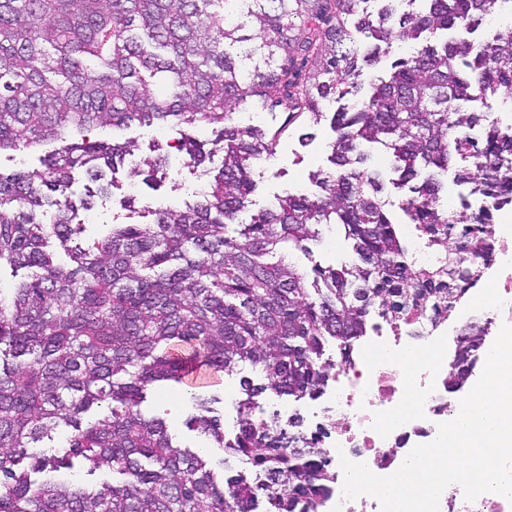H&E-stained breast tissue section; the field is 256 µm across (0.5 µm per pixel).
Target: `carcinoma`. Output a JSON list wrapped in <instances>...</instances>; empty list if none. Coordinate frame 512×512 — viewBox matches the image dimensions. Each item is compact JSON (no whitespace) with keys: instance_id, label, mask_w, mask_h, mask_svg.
<instances>
[{"instance_id":"cac0c4a2","label":"carcinoma","mask_w":512,"mask_h":512,"mask_svg":"<svg viewBox=\"0 0 512 512\" xmlns=\"http://www.w3.org/2000/svg\"><path fill=\"white\" fill-rule=\"evenodd\" d=\"M399 2L0 0V152L64 143L42 172H0V271L20 277L0 289V512H255L260 492L268 512H319L336 484L320 432L277 413L255 418L258 398L322 395L375 316L396 329L451 316L490 269L495 212L512 204V120L480 111L493 98L512 115V0H426L402 13ZM484 22L498 29L477 51L432 42ZM407 43L389 80L332 113V168L313 175L318 193L279 197L228 234L255 190L251 161L278 143L259 124L238 125L236 109L260 99L286 106L288 127L317 124L326 101L360 92L363 67ZM166 122L219 129L223 164L196 205L78 240L73 216L88 203L67 193L73 172L99 179L135 144L69 138ZM476 126L481 140L461 134ZM365 143L391 154L410 184L399 209L413 236L368 170ZM176 149L205 161L193 140ZM453 165L489 205L439 207L437 174ZM46 204L56 207L49 224L37 214ZM324 225L357 260L310 275L286 261ZM56 246L69 262L54 260ZM489 325L460 327L448 392L468 381ZM241 366L264 383L242 378L232 438L198 394L187 422L203 438L195 453L139 409L147 390L184 386L193 368ZM212 448L265 480L217 482ZM80 457L112 480L77 482Z\"/></svg>"}]
</instances>
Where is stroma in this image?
I'll return each mask as SVG.
<instances>
[{
  "mask_svg": "<svg viewBox=\"0 0 512 512\" xmlns=\"http://www.w3.org/2000/svg\"><path fill=\"white\" fill-rule=\"evenodd\" d=\"M286 118L287 113L281 107L263 110L261 118H258L268 132L278 134L279 144L273 158H262L253 163L257 183V190L252 197L253 209L270 205L277 196L284 193L310 190V174L329 165L327 145L334 137L329 120L300 129L285 127ZM185 134L201 141L211 137L210 130L205 128L166 126L146 132L134 125L121 129H100L94 131L93 136L119 143L135 141V155L143 158L152 156L155 144L169 143L174 146ZM202 180L201 169L184 162L180 154L172 149L169 162L156 182L145 183L135 166L124 165L114 175L107 193L95 196L91 209L80 211L77 220L84 224V235L88 238L101 236L107 225L123 223L129 219L150 224L154 221L156 210L194 204V192ZM352 258L353 253L348 243L331 228L323 229L322 239L313 244L311 253L297 251L292 255L293 262L307 271L317 263L336 265L351 261ZM251 374L248 368L239 375L222 373L215 377L211 386L203 390L205 397L215 398L214 409L226 434H233L238 428L236 405L243 397L240 379ZM142 409L164 418L182 446H198L197 435L184 425L187 417L194 412L192 401L184 391H151Z\"/></svg>",
  "mask_w": 512,
  "mask_h": 512,
  "instance_id": "1",
  "label": "stroma"
}]
</instances>
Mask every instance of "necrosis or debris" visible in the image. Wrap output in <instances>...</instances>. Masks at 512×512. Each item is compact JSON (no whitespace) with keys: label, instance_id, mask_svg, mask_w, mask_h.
I'll list each match as a JSON object with an SVG mask.
<instances>
[{"label":"necrosis or debris","instance_id":"4bbe7bcc","mask_svg":"<svg viewBox=\"0 0 512 512\" xmlns=\"http://www.w3.org/2000/svg\"><path fill=\"white\" fill-rule=\"evenodd\" d=\"M503 280L495 297H475L476 311L485 316L512 321V230L503 231L496 242ZM438 325L426 323L410 329L377 323L364 337L349 365L338 367L328 402L312 411V419L327 418L329 428L321 442L331 460L346 456L366 463L376 475L397 471L399 459L419 444L432 442L438 423L448 419V371L432 357L441 345ZM420 351L419 368L406 372L402 359L409 350ZM417 403L411 410L403 405L409 398ZM398 413L393 427L384 419Z\"/></svg>","mask_w":512,"mask_h":512}]
</instances>
